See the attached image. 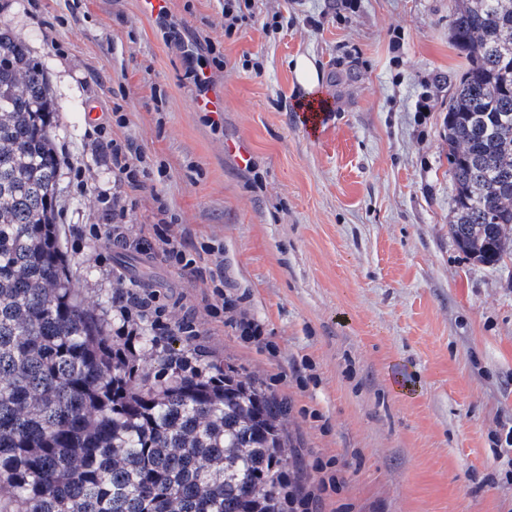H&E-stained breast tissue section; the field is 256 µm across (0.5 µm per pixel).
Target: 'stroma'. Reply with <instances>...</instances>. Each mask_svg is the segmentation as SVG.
Segmentation results:
<instances>
[{
    "instance_id": "stroma-1",
    "label": "stroma",
    "mask_w": 512,
    "mask_h": 512,
    "mask_svg": "<svg viewBox=\"0 0 512 512\" xmlns=\"http://www.w3.org/2000/svg\"><path fill=\"white\" fill-rule=\"evenodd\" d=\"M335 3L255 0L254 21L228 37L224 0H167V26L144 0H0V22L47 72L58 157L89 174L81 189L61 168L55 201L73 283L110 323L117 287L156 292L170 321L194 316L190 358L286 399L307 487L320 460L343 477L318 512H512L498 456L512 421V260L474 262L448 234L445 116L465 66L449 0ZM207 45L224 104L213 114L196 111L185 63ZM300 55L320 72L313 138L290 67ZM98 125L165 171L126 201L143 249L80 235L112 187ZM162 203L192 244L223 248L224 292L261 324L259 341L211 314L212 257L192 275L153 250Z\"/></svg>"
}]
</instances>
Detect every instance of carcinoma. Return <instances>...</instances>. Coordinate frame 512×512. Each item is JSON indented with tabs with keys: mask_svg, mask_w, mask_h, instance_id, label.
<instances>
[{
	"mask_svg": "<svg viewBox=\"0 0 512 512\" xmlns=\"http://www.w3.org/2000/svg\"><path fill=\"white\" fill-rule=\"evenodd\" d=\"M448 234L512 260V0H450ZM57 107L0 24V512H287V403L172 341L121 346L73 288L55 222Z\"/></svg>",
	"mask_w": 512,
	"mask_h": 512,
	"instance_id": "carcinoma-1",
	"label": "carcinoma"
}]
</instances>
